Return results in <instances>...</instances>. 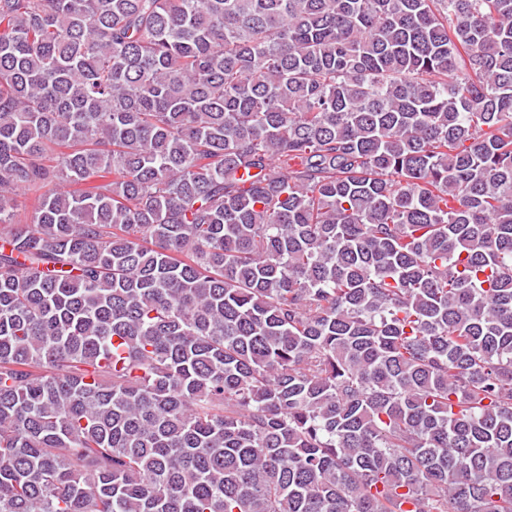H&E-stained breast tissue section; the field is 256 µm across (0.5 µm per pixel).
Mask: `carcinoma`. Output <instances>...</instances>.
<instances>
[{
	"label": "carcinoma",
	"mask_w": 512,
	"mask_h": 512,
	"mask_svg": "<svg viewBox=\"0 0 512 512\" xmlns=\"http://www.w3.org/2000/svg\"><path fill=\"white\" fill-rule=\"evenodd\" d=\"M0 512H512V0H0Z\"/></svg>",
	"instance_id": "cac0c4a2"
}]
</instances>
